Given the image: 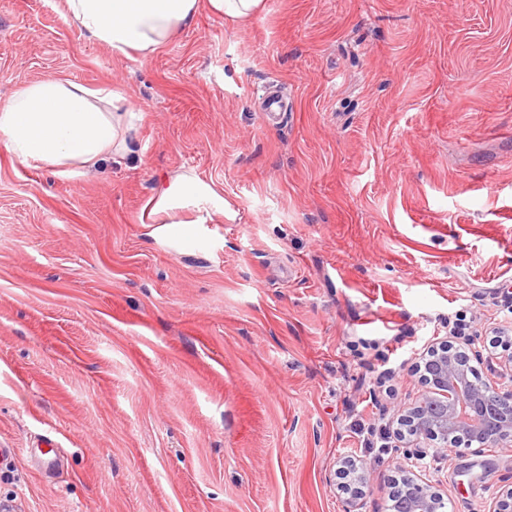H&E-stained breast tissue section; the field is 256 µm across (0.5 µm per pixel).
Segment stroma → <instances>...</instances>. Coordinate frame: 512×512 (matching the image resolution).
Segmentation results:
<instances>
[{"label": "stroma", "mask_w": 512, "mask_h": 512, "mask_svg": "<svg viewBox=\"0 0 512 512\" xmlns=\"http://www.w3.org/2000/svg\"><path fill=\"white\" fill-rule=\"evenodd\" d=\"M64 0H0V103L111 88L123 150L74 175L0 144V499L22 512H362L419 471L489 512L512 452L398 461L421 352L512 319V0H265L200 8L116 56ZM285 109L266 119V92ZM178 175L212 204L162 224ZM375 404H368L369 395ZM60 448L46 476L42 437ZM264 0H209V6L215 13L231 22H242L257 14ZM212 191L208 192L203 189L197 182L188 176H177L172 179L168 186L161 192L157 208L159 211L166 213L169 219H173L168 213V210L172 208V202L176 199L181 198H196L197 200H203L213 196ZM340 462V474L352 473V479L350 480L349 487L346 490H350L352 493L351 498L348 501L349 507L345 510L346 512H361L359 506L361 505L358 500L362 494V487L368 486L372 478L371 470L361 462L354 458L345 457L339 460ZM353 485L351 488L350 486Z\"/></svg>", "instance_id": "obj_1"}]
</instances>
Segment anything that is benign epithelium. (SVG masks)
Wrapping results in <instances>:
<instances>
[{"instance_id":"obj_1","label":"benign epithelium","mask_w":512,"mask_h":512,"mask_svg":"<svg viewBox=\"0 0 512 512\" xmlns=\"http://www.w3.org/2000/svg\"><path fill=\"white\" fill-rule=\"evenodd\" d=\"M470 351L472 359L487 363L495 377L504 379L507 373H512V354L495 363L475 347ZM416 373L425 390L414 403L402 409L399 421L411 435L439 442L433 449L434 455H448L450 442L467 448L474 444L480 448L512 447V385L470 386L468 367L461 365L455 352L446 345L422 354ZM490 423L496 424L497 430L488 443L485 431ZM340 472L352 475V496L346 512H359L362 488L370 483L372 472L366 464L350 457L340 459ZM407 481L406 512H434L440 494L416 474ZM490 512H512V477L504 480Z\"/></svg>"}]
</instances>
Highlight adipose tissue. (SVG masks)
I'll list each match as a JSON object with an SVG mask.
<instances>
[{
    "label": "adipose tissue",
    "mask_w": 512,
    "mask_h": 512,
    "mask_svg": "<svg viewBox=\"0 0 512 512\" xmlns=\"http://www.w3.org/2000/svg\"><path fill=\"white\" fill-rule=\"evenodd\" d=\"M65 17L113 54L157 51L178 38L199 0H64ZM120 95L69 80L26 86L0 104V141L22 163L70 174L121 148Z\"/></svg>",
    "instance_id": "ef3b65f1"
}]
</instances>
